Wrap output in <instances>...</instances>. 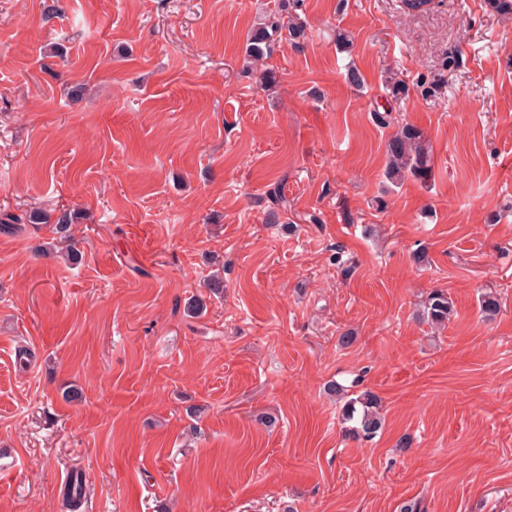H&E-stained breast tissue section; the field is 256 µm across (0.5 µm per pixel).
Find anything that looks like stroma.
Wrapping results in <instances>:
<instances>
[{
	"instance_id": "obj_1",
	"label": "stroma",
	"mask_w": 512,
	"mask_h": 512,
	"mask_svg": "<svg viewBox=\"0 0 512 512\" xmlns=\"http://www.w3.org/2000/svg\"><path fill=\"white\" fill-rule=\"evenodd\" d=\"M283 3L304 34L263 85L246 35ZM56 7L0 0V213L83 215L76 264L50 225L0 231V512H75V475L76 512H512V21L485 0ZM377 110L423 133L427 181L387 179ZM332 381L379 396L376 437L346 436ZM454 312L455 306L448 292L436 289L428 295L419 317L430 327L441 328L445 327Z\"/></svg>"
}]
</instances>
